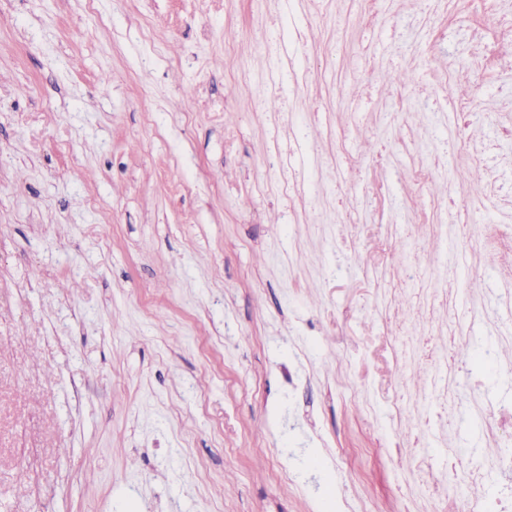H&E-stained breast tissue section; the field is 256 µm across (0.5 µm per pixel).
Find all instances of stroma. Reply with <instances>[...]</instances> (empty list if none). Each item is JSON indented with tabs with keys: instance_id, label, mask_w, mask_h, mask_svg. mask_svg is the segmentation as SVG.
Returning a JSON list of instances; mask_svg holds the SVG:
<instances>
[{
	"instance_id": "35a3bbf8",
	"label": "stroma",
	"mask_w": 512,
	"mask_h": 512,
	"mask_svg": "<svg viewBox=\"0 0 512 512\" xmlns=\"http://www.w3.org/2000/svg\"><path fill=\"white\" fill-rule=\"evenodd\" d=\"M497 31L479 0H0V512H435L403 440L429 425L436 473L491 459L512 406ZM462 104L483 155L457 147ZM293 131L287 197L268 157ZM455 186L475 239L448 246ZM411 267L456 293L466 341L393 290ZM418 333L453 347V422L417 399Z\"/></svg>"
}]
</instances>
